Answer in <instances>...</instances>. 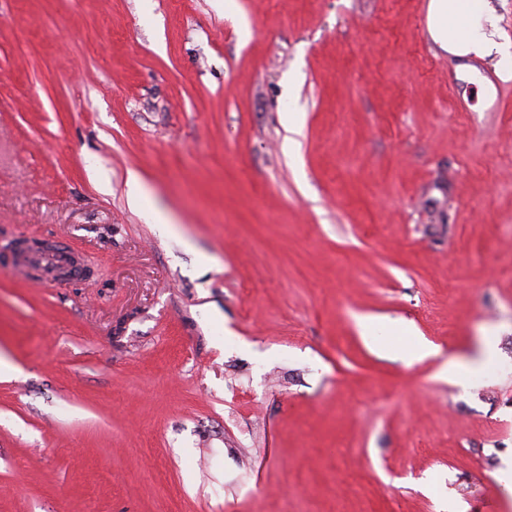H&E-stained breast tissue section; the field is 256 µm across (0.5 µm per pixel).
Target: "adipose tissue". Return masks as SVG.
<instances>
[{
	"instance_id": "adipose-tissue-1",
	"label": "adipose tissue",
	"mask_w": 512,
	"mask_h": 512,
	"mask_svg": "<svg viewBox=\"0 0 512 512\" xmlns=\"http://www.w3.org/2000/svg\"><path fill=\"white\" fill-rule=\"evenodd\" d=\"M427 23L440 47L458 57L485 59L499 53V20L490 0H429ZM500 369L496 339L479 338L476 355L445 359L440 374L452 384L471 390L491 379Z\"/></svg>"
}]
</instances>
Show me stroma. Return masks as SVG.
<instances>
[{
	"instance_id": "stroma-1",
	"label": "stroma",
	"mask_w": 512,
	"mask_h": 512,
	"mask_svg": "<svg viewBox=\"0 0 512 512\" xmlns=\"http://www.w3.org/2000/svg\"><path fill=\"white\" fill-rule=\"evenodd\" d=\"M428 2L0 0V512H512V78ZM476 355L465 358L448 356L440 374L463 390H471L484 384L500 370L495 336H480Z\"/></svg>"
}]
</instances>
